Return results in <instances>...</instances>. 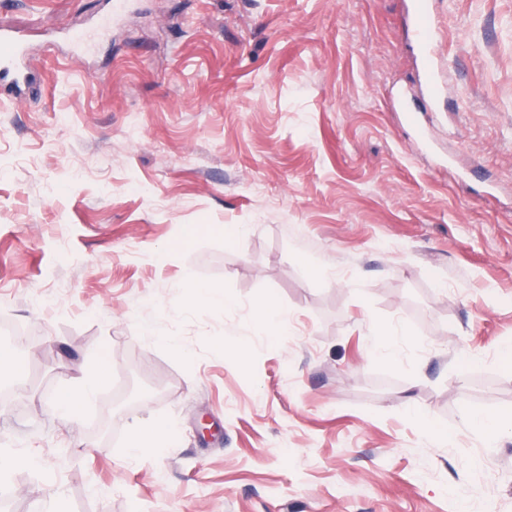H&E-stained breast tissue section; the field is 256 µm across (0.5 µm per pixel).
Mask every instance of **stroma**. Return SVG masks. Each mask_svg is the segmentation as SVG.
Segmentation results:
<instances>
[{
  "label": "stroma",
  "mask_w": 512,
  "mask_h": 512,
  "mask_svg": "<svg viewBox=\"0 0 512 512\" xmlns=\"http://www.w3.org/2000/svg\"><path fill=\"white\" fill-rule=\"evenodd\" d=\"M107 5L0 0L37 86L0 89L8 512H512V0H432L434 109L409 0H130L77 50ZM141 419L175 443L131 460ZM192 288H194V298L200 303L221 308L225 311L235 307L232 298L220 289L200 284H194ZM255 320L262 327L271 328L282 335L288 331V311L271 301L264 303L259 308ZM110 370L108 362L100 357L82 378L72 383L64 400L59 403L60 413L69 417L82 411L93 399ZM465 422L477 430L488 444L492 445L497 441L500 429L495 420L480 415L468 414L465 416ZM27 467L36 470L40 467L37 457L32 455L19 456L0 452V478H6L14 468Z\"/></svg>",
  "instance_id": "obj_1"
}]
</instances>
